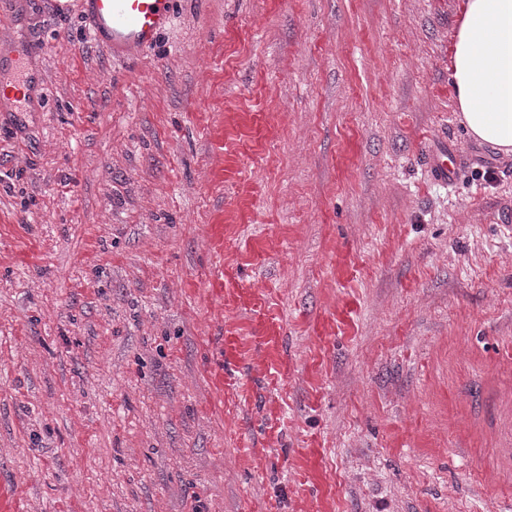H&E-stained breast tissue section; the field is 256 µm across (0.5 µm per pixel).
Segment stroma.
Segmentation results:
<instances>
[{
  "mask_svg": "<svg viewBox=\"0 0 512 512\" xmlns=\"http://www.w3.org/2000/svg\"><path fill=\"white\" fill-rule=\"evenodd\" d=\"M457 3L179 0L122 62L0 0L50 90L0 114L28 512H512V159L456 118ZM456 155L452 152L448 154V148L436 151L430 161V170L434 178L440 181H448L455 173Z\"/></svg>",
  "mask_w": 512,
  "mask_h": 512,
  "instance_id": "1",
  "label": "stroma"
}]
</instances>
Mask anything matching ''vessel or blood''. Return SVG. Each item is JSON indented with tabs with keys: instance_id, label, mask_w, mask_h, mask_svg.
Instances as JSON below:
<instances>
[{
	"instance_id": "obj_1",
	"label": "vessel or blood",
	"mask_w": 512,
	"mask_h": 512,
	"mask_svg": "<svg viewBox=\"0 0 512 512\" xmlns=\"http://www.w3.org/2000/svg\"><path fill=\"white\" fill-rule=\"evenodd\" d=\"M176 0H83L94 39L118 59L151 46L173 20ZM47 99L27 54L0 48V112H39ZM455 154L436 151L430 161L434 178L445 181L455 173ZM0 512H26L21 491L0 479Z\"/></svg>"
}]
</instances>
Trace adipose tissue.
<instances>
[{"label": "adipose tissue", "mask_w": 512, "mask_h": 512, "mask_svg": "<svg viewBox=\"0 0 512 512\" xmlns=\"http://www.w3.org/2000/svg\"><path fill=\"white\" fill-rule=\"evenodd\" d=\"M449 60L467 136L512 159V0H459Z\"/></svg>", "instance_id": "1"}]
</instances>
